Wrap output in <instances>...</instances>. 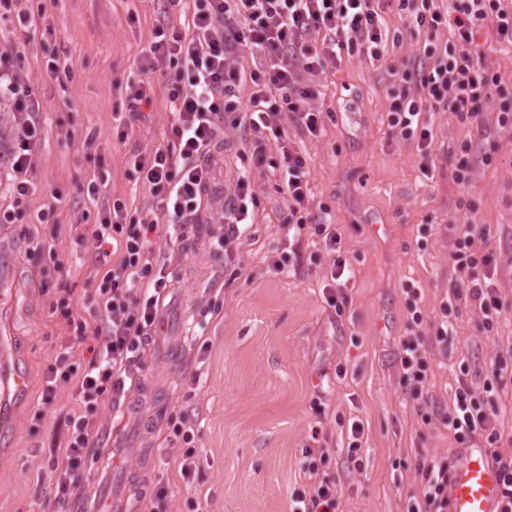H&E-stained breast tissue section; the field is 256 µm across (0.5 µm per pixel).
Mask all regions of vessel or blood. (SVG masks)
Here are the masks:
<instances>
[{
	"instance_id": "vessel-or-blood-1",
	"label": "vessel or blood",
	"mask_w": 512,
	"mask_h": 512,
	"mask_svg": "<svg viewBox=\"0 0 512 512\" xmlns=\"http://www.w3.org/2000/svg\"><path fill=\"white\" fill-rule=\"evenodd\" d=\"M28 376L21 371L0 375V394L24 395ZM500 486L497 469L479 448L460 450L448 478V512H497Z\"/></svg>"
}]
</instances>
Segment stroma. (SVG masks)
<instances>
[{"mask_svg": "<svg viewBox=\"0 0 512 512\" xmlns=\"http://www.w3.org/2000/svg\"><path fill=\"white\" fill-rule=\"evenodd\" d=\"M34 24L20 31L0 7V50L18 46L17 69L33 84L44 128L33 155L35 189L14 204L0 176V367L27 370L26 396L0 410V512H58L54 450L78 409L71 385L44 405L47 371L61 353L84 361L100 341L75 338L56 309L71 304L88 327L97 324L93 293L99 272L90 232L102 199L141 208L151 197L131 165L133 154L166 145L176 114L160 75L125 140L112 128L118 88L139 79L138 55L153 38L155 0H23ZM58 55L71 75L49 77ZM384 66L357 57L328 66L318 100L323 130L309 137L289 128L307 157L309 210L327 208L354 275L348 305L329 308L323 288L328 258L311 228L285 225L282 194L269 166L253 171L260 204L253 226L228 250L217 247V224L202 217L188 239L153 235L166 263L161 314L167 328L144 346L139 383L127 407L103 405L94 417L102 437L75 474L69 512L119 499L128 512H150L155 487L169 490L168 512H290L294 489L306 486L305 450L325 440V470L338 488L336 512H407L420 496L423 459L452 458L461 445L444 422L456 377L468 369L482 386L495 353L512 347V134L476 128L446 112L432 116L435 169H419L416 143L391 135ZM96 134L99 148L83 140ZM470 148L469 185L453 177V155ZM239 144L230 139L213 159L212 211H219L238 173ZM491 165H484V156ZM99 198L79 188L98 172ZM490 227L500 255L498 288L505 308L492 332L480 313L461 303L454 333L434 345L426 411L400 382V342L410 334L403 287L421 290L424 319L437 315L456 279L448 255L461 233L454 216ZM287 255L284 272L271 260ZM324 418H317L312 398ZM187 415L199 432L195 474L183 478L185 446L167 420ZM362 422L359 463L348 455V429ZM320 436H313V428Z\"/></svg>", "mask_w": 512, "mask_h": 512, "instance_id": "35a3bbf8", "label": "stroma"}]
</instances>
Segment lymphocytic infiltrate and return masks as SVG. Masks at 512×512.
Wrapping results in <instances>:
<instances>
[{
	"label": "lymphocytic infiltrate",
	"instance_id": "f902f5d3",
	"mask_svg": "<svg viewBox=\"0 0 512 512\" xmlns=\"http://www.w3.org/2000/svg\"><path fill=\"white\" fill-rule=\"evenodd\" d=\"M182 7L185 20L175 26L158 22L154 39L139 56L141 80L127 82L120 91L129 112H140L152 97L146 77L166 76V92L177 119L170 145L149 155H135L133 165L152 197L149 209L129 212L121 201L104 206L91 233L94 257L106 260L94 293L99 325L96 337L103 345L87 364L63 353L48 370L43 392L52 403L58 385L70 384L83 410L69 418V435L61 455L55 488L59 505H66L73 474L94 448L92 412L124 394L127 382L137 381L143 369L141 351L159 324L168 288L167 274L155 260L150 236L158 224H168L185 238L198 223L205 206V188L211 180V151L225 134L238 135L242 159L264 167L268 140L280 152L278 193L286 201V224H304L308 207L307 159L288 138L284 121L302 133L317 135L321 111L315 105L316 79L325 66L341 62L343 55L372 62L384 59L388 33L383 13H403L407 29L423 46L422 59L404 68L389 67L399 80L388 95L391 132L416 138L422 172L434 166L431 112H448L460 121L482 126L493 121L503 133H512V87L488 66L476 49V36L488 29L496 43L512 46V0H454L444 8L439 0H167ZM448 30L444 45L436 40ZM253 64L244 67L242 54ZM17 49L0 51V98L12 110L17 129L9 146L13 174L10 193L22 202L34 190L31 159L42 140L38 118L41 105L36 91L15 67ZM250 85L249 100L240 89ZM259 196L246 175H239L220 218L219 242L239 237ZM315 236L331 260V282L324 288L328 307L342 311L347 297L334 287L352 270L342 254V238L334 225L315 222ZM463 233L450 258L458 273L450 301L438 316L424 320L412 314V334L401 343V380L419 407L429 403L430 355L428 344L445 342L454 304H475L483 327L499 322L504 303L496 286L499 257L490 249L491 230L464 221ZM119 257L109 261L110 250ZM512 386V348L496 352L482 388L459 378L447 422L459 441L485 439L490 461L501 475L499 512H512V455L498 448L494 395ZM309 487L291 496L292 512H336V483L320 466L330 458L323 447L306 451ZM422 494L407 512H448L447 460H431L419 467Z\"/></svg>",
	"mask_w": 512,
	"mask_h": 512
}]
</instances>
